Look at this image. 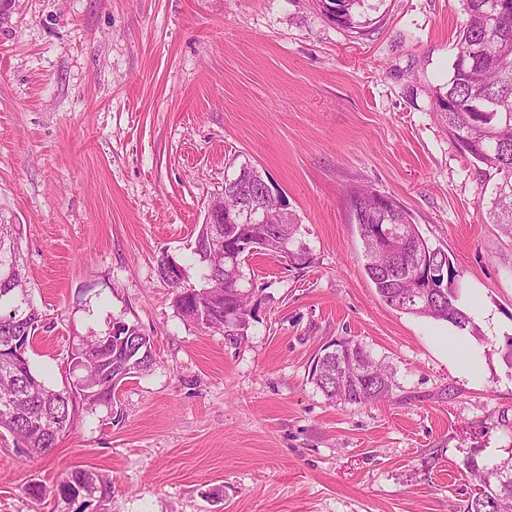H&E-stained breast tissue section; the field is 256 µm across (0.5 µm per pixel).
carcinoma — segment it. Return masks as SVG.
<instances>
[{"instance_id":"carcinoma-1","label":"carcinoma","mask_w":512,"mask_h":512,"mask_svg":"<svg viewBox=\"0 0 512 512\" xmlns=\"http://www.w3.org/2000/svg\"><path fill=\"white\" fill-rule=\"evenodd\" d=\"M325 14L347 27L356 18L375 9L373 0H320ZM489 0H461L465 21L460 27L456 53L447 83L435 90L442 105L434 112L446 126L448 135L475 161L501 175L507 194L494 188L490 197L494 222L512 225V11L497 24L487 22ZM237 182L224 189V221L202 224L195 239L193 254L200 269L205 292L187 288L170 278L169 263L160 257L161 279L173 288L178 314L203 328L224 327L245 330L256 319L257 307L248 295L226 281L225 263L213 252L210 241L220 236L224 246L234 245L248 235L263 244L264 254L279 257L288 244L289 261L296 268L311 263V252L300 233L293 214L286 224H249L241 218L227 217L234 210L237 196L250 197L253 206L270 214L284 207L281 200L263 191L261 174L243 164ZM354 223L364 247V273L374 284L380 299L388 306L417 317L443 321L462 333L482 337L473 317L462 304L455 278L459 272L444 251L432 247L422 236L411 214L392 198L380 200L367 188H355L349 196ZM418 239L426 250L427 271L407 267L400 261L404 241ZM29 291L20 251L0 252V356L14 357L13 344L28 339L45 317L30 301L14 296ZM123 329L112 336V343L100 346L109 337L100 333L81 344L83 390L79 398L50 386L31 366L28 353L18 359L19 366L0 360V402L13 406L11 415L0 417L4 430L20 441L22 452L46 456L74 426L76 401L88 409L113 405L115 391L131 375H142L154 364L151 336L137 326L121 323ZM311 382L330 401L366 405L388 399L393 376L388 367L375 359L359 342L345 338L323 349L311 371ZM463 465L476 481L465 512H512V457L488 472L476 458L468 456ZM84 497L112 494V482L96 471L81 467L70 470L52 490L33 486L31 494L40 499L52 493L64 501H76V489Z\"/></svg>"}]
</instances>
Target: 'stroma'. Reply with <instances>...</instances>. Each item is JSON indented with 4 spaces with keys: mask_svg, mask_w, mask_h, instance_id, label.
I'll return each instance as SVG.
<instances>
[{
    "mask_svg": "<svg viewBox=\"0 0 512 512\" xmlns=\"http://www.w3.org/2000/svg\"><path fill=\"white\" fill-rule=\"evenodd\" d=\"M460 0H379L359 26L319 0H14L0 21V217L20 227L50 331L29 351L55 387L71 351L122 320L155 363L116 408L79 411L46 456L0 435V512H78L50 488L107 476L87 512H463V461L512 454V233L487 210L499 176L436 120ZM251 164L302 227L310 266L243 268L261 308L245 332L173 306L157 259L195 273L206 207ZM366 186L444 250L484 338L471 378L446 323L387 306L365 276L347 192ZM350 338L390 368L389 399L330 402L310 381ZM94 484L97 486L104 487L103 491H97L94 493V497L98 498L101 494L105 497L108 495H112V482L107 478H104L101 474L96 471H91L88 469H84L81 467H74L70 470L64 478L57 481L52 490H47L43 486H33L31 489V494L36 499H42L47 495V492L52 493L54 497L64 501H72L74 502L79 499L75 490L77 488H82L86 491L83 497L92 499L94 497L91 496L92 491L94 490Z\"/></svg>",
    "mask_w": 512,
    "mask_h": 512,
    "instance_id": "35a3bbf8",
    "label": "stroma"
}]
</instances>
